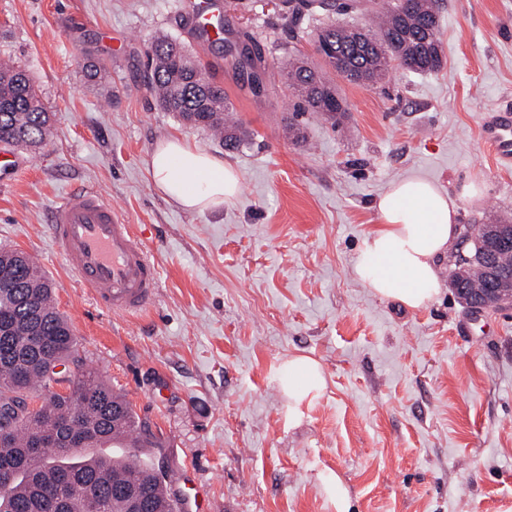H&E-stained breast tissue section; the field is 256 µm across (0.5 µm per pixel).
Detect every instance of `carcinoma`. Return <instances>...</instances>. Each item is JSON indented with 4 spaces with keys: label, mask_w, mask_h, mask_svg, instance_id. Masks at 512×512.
I'll return each mask as SVG.
<instances>
[{
    "label": "carcinoma",
    "mask_w": 512,
    "mask_h": 512,
    "mask_svg": "<svg viewBox=\"0 0 512 512\" xmlns=\"http://www.w3.org/2000/svg\"><path fill=\"white\" fill-rule=\"evenodd\" d=\"M317 5L347 15L359 0L336 5L329 0H298L291 16ZM378 31L356 25L330 24L317 37L326 43L327 63L354 83L375 85L388 72L380 57L418 73H434L442 64L436 0H373ZM177 41L154 39L146 50L149 88L159 105L176 113L185 125L220 136L223 144L238 147L239 127L224 119L225 96L212 90L206 76L195 78L199 65ZM9 75H4V72ZM0 141L37 149L45 141L53 114L47 112L29 76L0 63ZM298 111L324 112L339 119L345 102L329 80L310 67L303 87L295 90ZM465 287L480 296L489 287L485 267L466 269ZM77 340L67 319L54 303L51 282L20 250H0V431L9 434L8 450L0 449V465L21 456L11 468L8 497H0V512H126L121 490L141 495V512H175L162 506L158 494L170 495L166 476L151 463L137 459L117 462L92 452L137 432L130 403L94 371L69 381L73 394L54 390L62 382L54 368L75 359ZM42 397L39 409L27 411L28 397Z\"/></svg>",
    "instance_id": "carcinoma-1"
}]
</instances>
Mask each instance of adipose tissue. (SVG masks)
Listing matches in <instances>:
<instances>
[{
  "instance_id": "ef3b65f1",
  "label": "adipose tissue",
  "mask_w": 512,
  "mask_h": 512,
  "mask_svg": "<svg viewBox=\"0 0 512 512\" xmlns=\"http://www.w3.org/2000/svg\"><path fill=\"white\" fill-rule=\"evenodd\" d=\"M147 168L156 191L186 211L220 208L240 190V174L232 164L179 136L161 140ZM470 192L466 185L453 195L417 175L393 182L374 204L379 223L355 263L357 279L379 297L412 309L426 306L440 290L436 260L455 241L459 202ZM282 370L292 410L317 397L325 386L323 368L312 357L289 356Z\"/></svg>"
}]
</instances>
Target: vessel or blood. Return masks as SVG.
I'll use <instances>...</instances> for the list:
<instances>
[{
  "instance_id": "b4317fda",
  "label": "vessel or blood",
  "mask_w": 512,
  "mask_h": 512,
  "mask_svg": "<svg viewBox=\"0 0 512 512\" xmlns=\"http://www.w3.org/2000/svg\"><path fill=\"white\" fill-rule=\"evenodd\" d=\"M179 14L198 44L221 38L223 0H180ZM481 142L501 166L512 165V110L486 115ZM25 166L17 153L0 151V178L13 179ZM50 231L56 253L102 309L131 315L148 308L159 286L157 268L104 192L85 187L67 193L50 212Z\"/></svg>"
}]
</instances>
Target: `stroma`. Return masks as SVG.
<instances>
[{"label":"stroma","mask_w":512,"mask_h":512,"mask_svg":"<svg viewBox=\"0 0 512 512\" xmlns=\"http://www.w3.org/2000/svg\"><path fill=\"white\" fill-rule=\"evenodd\" d=\"M178 0H0V58L25 70L55 122L28 165L0 183V249L41 256L78 341L69 379L96 371L125 395L164 461L174 496L207 512H512V310L472 317L440 259V291L420 309L375 296L354 265L390 183L417 174L463 201L459 225L512 214V169L480 143L485 113L512 105V0H438L443 67L391 65L368 87L316 51L326 13L290 18L280 0H224V33L249 48L253 93L226 48L198 49ZM184 43L236 102L246 130L225 149L164 111L147 86L157 33ZM301 53L333 79L340 121L296 111L280 69ZM107 65L88 80L87 54ZM188 138L241 174L224 208L185 212L154 189L161 139ZM101 189L159 271L148 310L103 311L52 245L51 209ZM318 360L326 388L300 411L282 393L288 356Z\"/></svg>","instance_id":"1"}]
</instances>
